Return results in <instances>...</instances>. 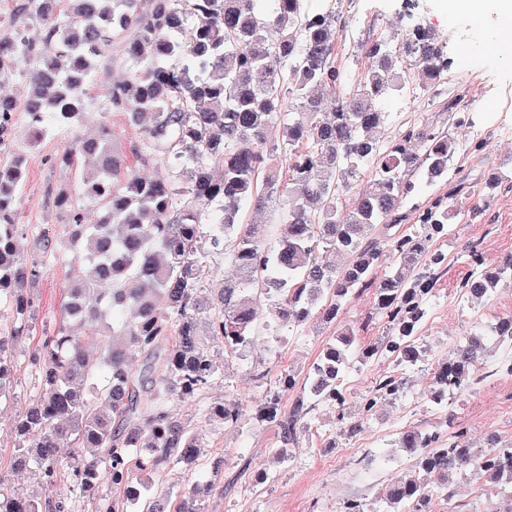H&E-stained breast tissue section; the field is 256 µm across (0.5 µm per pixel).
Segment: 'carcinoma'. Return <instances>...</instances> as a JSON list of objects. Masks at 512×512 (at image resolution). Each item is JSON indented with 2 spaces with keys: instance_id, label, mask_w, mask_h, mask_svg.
Here are the masks:
<instances>
[{
  "instance_id": "obj_1",
  "label": "carcinoma",
  "mask_w": 512,
  "mask_h": 512,
  "mask_svg": "<svg viewBox=\"0 0 512 512\" xmlns=\"http://www.w3.org/2000/svg\"><path fill=\"white\" fill-rule=\"evenodd\" d=\"M30 19L45 28L41 41L23 35ZM13 35L0 39V73L36 61L35 94L0 119V151L11 161L0 167V401L15 400L13 344L36 329V306L27 288L45 274L52 251L46 232L38 252L19 256L16 223L23 183L24 153L15 152L8 133L19 118L38 129L28 148L83 122L84 99L95 61L112 42H122L136 63L127 77L103 96L100 111L126 113L137 124L145 114L139 159L168 166L164 179L126 172L112 147L107 124L93 136H74L64 162L81 158L83 194L96 207V223L86 209L70 210L69 246L85 263V274L65 289L58 327L42 332L31 364L38 374L35 397L14 421V466L53 479L69 470L78 497L95 512H198L194 502L212 490L195 481L178 502L138 479L147 469L182 464L193 469L201 433L168 408L172 398L192 401L224 375L217 348L234 354L255 334L254 304L264 297L271 324L279 330L317 315L336 319L356 294L372 289L391 339L407 342L401 361L418 358L408 342L435 293L445 258L431 244L446 235L457 210L443 195L426 213H400L419 173L431 184L443 177L457 143L445 131L408 130L385 145L379 137L388 113L378 103L401 89L413 68L434 74L447 68L434 31L418 23L402 38V50L385 40L360 49L370 67L345 93L334 65L336 8L311 0H24L8 20ZM189 38H183L185 29ZM354 194L350 208L343 194ZM284 205L283 228L245 224L246 207ZM413 220V232L394 241L383 279L375 268L379 253L371 236L380 226ZM225 246L233 267L215 299L203 295L213 250ZM324 248L343 259L329 264ZM512 283V257L494 273L477 270L463 281L464 296H490L499 283ZM112 318V329L95 338L97 349L71 328ZM496 344L512 350V317L490 326ZM165 336L171 346L160 349ZM481 335L461 337L448 368L479 363ZM352 341L341 336L327 344L309 374V394L322 401L350 363ZM141 359L139 372L128 365ZM303 404L281 409L270 400L255 418L277 431V462L298 447L296 425ZM224 424L243 417L238 404L211 412ZM461 451L450 455L436 437L419 427L403 429L396 446L414 455L433 481L408 479L387 486L376 512H405L436 493L453 497L450 476L474 471L512 501V455L494 446L472 453L464 431H452ZM74 448L59 458L60 444ZM124 489L122 499L103 496V484ZM0 512H75V501L42 503L7 487L0 475Z\"/></svg>"
}]
</instances>
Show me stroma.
Listing matches in <instances>:
<instances>
[{"label": "stroma", "mask_w": 512, "mask_h": 512, "mask_svg": "<svg viewBox=\"0 0 512 512\" xmlns=\"http://www.w3.org/2000/svg\"><path fill=\"white\" fill-rule=\"evenodd\" d=\"M336 11V67L352 84L366 71L367 62L356 45L345 41V34L356 28L362 38H385L391 47L400 46L403 0H338ZM416 19L433 28L451 64L439 93L417 98L394 94L385 101L389 118L380 131L382 143L397 140L413 126L442 124V104L451 97L476 112L479 119L475 128L455 130L459 151L447 180L419 184L413 199L402 203L407 211L452 190L460 210L447 237L435 244L446 260L439 270L436 294L415 337L419 358L406 366L382 354L363 355V348L378 344L386 334L369 290L356 296L336 320L314 318L279 337L258 332L251 345L225 356L223 377L214 380L195 401L170 404L174 413L201 431L204 446L195 471L173 465L151 474L150 479L156 488L174 493L196 479L215 481V490L201 503L202 512H341L349 500L374 504L383 485L416 473L412 457L394 444L399 430L408 424L444 439L449 421H457L466 428L468 444L476 451L486 448L492 436L501 444L512 442V379L497 371L504 350L495 342L487 344L480 380L473 389L441 405L431 401L435 371L447 360L459 337L512 314V284H501L492 297L482 301L468 299L459 290L470 271L460 256L465 244L478 245L484 254L482 268L487 272L495 271L512 255V56L491 57L485 52L496 34L494 17L479 24L463 17L449 19L441 14L438 0H419ZM463 34L469 36L473 49L461 55L456 46ZM129 67L121 43L106 48L97 62L94 87L85 99V121L76 131L46 138L34 150L27 147L25 122H17L9 133L13 147L26 153L18 209L23 231L17 249L30 255L34 237L43 232L49 233L54 243L46 274L30 290L39 308L38 324H55L64 288L82 271L67 243V224L70 206L84 203L83 191L74 168L60 162L74 135L93 134L99 123H106L131 172L154 178L168 174L165 163L146 165L138 159L140 126L130 123L124 113L104 114L99 110L102 92L123 79ZM60 191L68 192L69 206L56 204ZM476 206L483 207L484 213L474 218L470 211ZM346 332L354 336L358 351L341 381L345 404L339 409L308 399L307 426L301 430L299 446L289 461L274 462L272 450L277 437L266 424L249 420L232 427L205 419L206 410L221 402H236L251 409L284 371L297 377L293 391L282 396L283 408H290L307 387V377L323 346ZM37 345V339L23 337L14 346L18 400L0 403V475L12 487L48 502L69 494L72 482L67 470H60L53 481L45 483L12 468V422L20 399L36 393L37 377L30 357ZM396 372L405 379V391L379 403L374 413H366L365 402L376 384ZM353 422L359 423L358 431H350ZM449 484L454 492L452 501L439 496L432 499L440 512H447L452 505L460 512H485L496 501L491 485L480 476L457 475Z\"/></svg>", "instance_id": "1"}]
</instances>
